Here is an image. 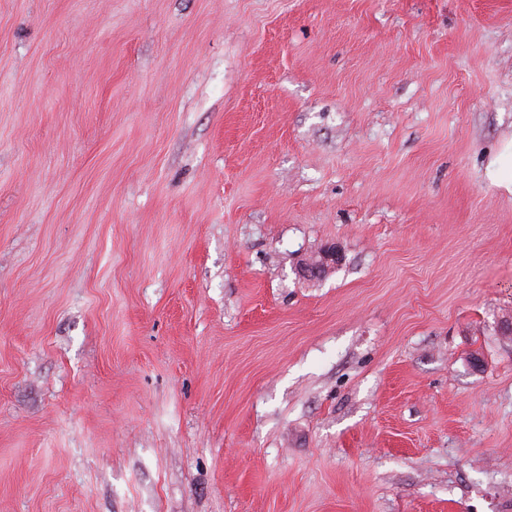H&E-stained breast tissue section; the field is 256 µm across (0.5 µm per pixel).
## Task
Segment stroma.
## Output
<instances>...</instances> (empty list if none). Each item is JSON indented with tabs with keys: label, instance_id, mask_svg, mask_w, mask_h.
I'll return each mask as SVG.
<instances>
[{
	"label": "stroma",
	"instance_id": "stroma-1",
	"mask_svg": "<svg viewBox=\"0 0 512 512\" xmlns=\"http://www.w3.org/2000/svg\"><path fill=\"white\" fill-rule=\"evenodd\" d=\"M510 142L512 0H0V512H512ZM342 261L340 251L333 245H324L305 256L296 270L303 278H315L336 268Z\"/></svg>",
	"mask_w": 512,
	"mask_h": 512
}]
</instances>
